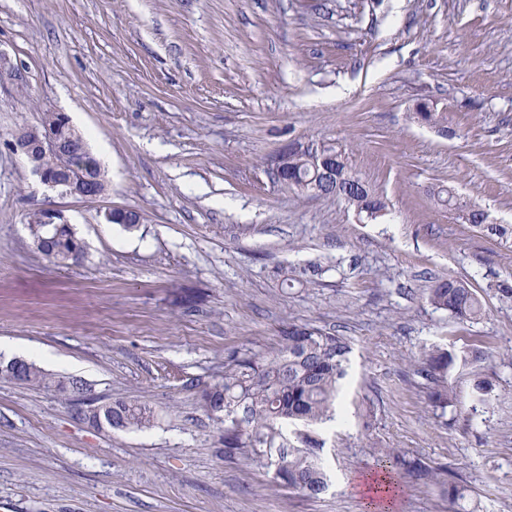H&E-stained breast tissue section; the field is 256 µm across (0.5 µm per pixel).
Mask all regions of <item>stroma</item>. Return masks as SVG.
<instances>
[{"mask_svg":"<svg viewBox=\"0 0 512 512\" xmlns=\"http://www.w3.org/2000/svg\"><path fill=\"white\" fill-rule=\"evenodd\" d=\"M0 50L30 86L0 84V341L47 350L45 372L103 404L153 407L152 429H97L76 405L0 379V512H370L381 448L447 467L462 512H512V247L432 192L452 186L512 224V0H0ZM447 113L422 126L417 102ZM111 149L105 195L60 197L8 142L42 112ZM345 151L388 208L297 193L273 173L291 144ZM61 209L86 245L68 267L28 216ZM113 208L144 216L130 233ZM485 312L459 324L441 277ZM347 338L337 422L319 431L331 484L310 498L221 453L198 401L232 354L269 356L290 324ZM486 350L433 406L425 348ZM494 385L476 405L474 383ZM390 512H448L440 485L399 478ZM426 298L435 309L448 312L450 317L460 323H473L484 312L479 294L452 277L437 279L428 288Z\"/></svg>","mask_w":512,"mask_h":512,"instance_id":"obj_1","label":"stroma"}]
</instances>
